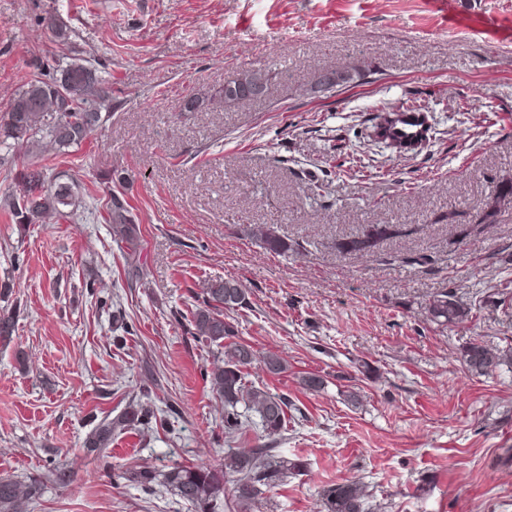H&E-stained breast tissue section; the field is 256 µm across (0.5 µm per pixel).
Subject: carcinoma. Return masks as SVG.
<instances>
[{
	"label": "carcinoma",
	"instance_id": "obj_1",
	"mask_svg": "<svg viewBox=\"0 0 512 512\" xmlns=\"http://www.w3.org/2000/svg\"><path fill=\"white\" fill-rule=\"evenodd\" d=\"M32 69L10 100L8 110L0 114V145L18 149L29 157V163L15 174L4 196L5 207L16 224H44L48 218L60 220L77 215L82 208L79 184L66 171H53L47 161L80 149L91 135L103 129L112 109L122 106L112 81L87 58L74 56L62 65L55 56L44 55L33 60ZM283 79L281 72L269 67L242 69L228 76L239 87L262 89L265 100L273 97ZM351 81L353 74L348 69L322 68L297 92L303 96L329 93ZM431 130L428 111L423 107L383 112L373 126L376 140L400 156L422 148L429 141ZM511 206L512 177H493L490 191L472 222L463 223L461 213L453 207L442 219L464 238L474 228L496 223L502 209ZM103 210L113 241L124 249L126 264L137 263L141 229L126 200L113 195ZM421 230L423 227L418 224H369L360 234L345 239L340 249L346 253L368 252L384 241ZM256 235L271 252L285 253L291 247L288 238L270 226L258 227ZM245 294L242 283L234 278L205 281L201 300L190 313L187 333L220 348L216 352L219 360L206 372V379L224 402L225 437L231 439L255 426L261 429V437L274 440L286 430L288 397L247 382L245 369L257 360V353L252 346L232 340L235 331L224 320V312L244 305ZM469 312L449 293L435 295L425 308L430 321L444 324ZM14 332L13 311L1 308L0 343L11 341ZM461 357L467 371L475 376H489L501 366L512 364L511 350L492 349L482 342L465 346ZM155 419L157 413L152 405L133 399L116 417H106L97 424L87 445L105 448L115 431L147 428ZM159 424L163 427L166 422L161 419ZM305 467L304 460L289 459L280 455L279 449L260 444L248 449H224L221 466L205 462L182 464L162 474L152 466H140L123 472L120 478L148 491L161 476L173 495L193 512H216L225 498L234 512H253L263 494ZM41 492L38 479L0 477V512H26ZM320 497L324 512H365L368 494L365 485L346 481L324 485Z\"/></svg>",
	"mask_w": 512,
	"mask_h": 512
}]
</instances>
